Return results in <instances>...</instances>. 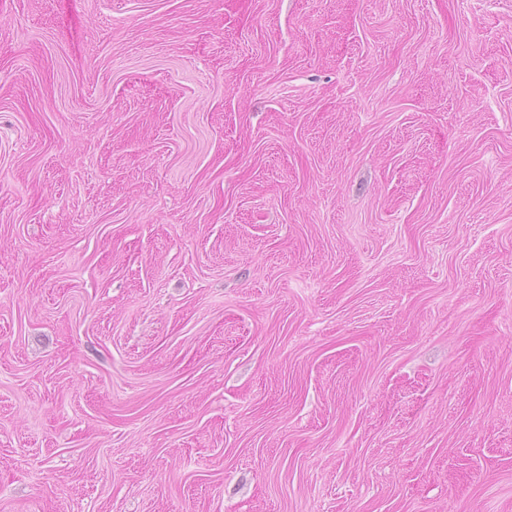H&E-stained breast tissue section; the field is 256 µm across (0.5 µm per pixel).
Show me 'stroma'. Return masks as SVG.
<instances>
[{"instance_id":"obj_1","label":"stroma","mask_w":512,"mask_h":512,"mask_svg":"<svg viewBox=\"0 0 512 512\" xmlns=\"http://www.w3.org/2000/svg\"><path fill=\"white\" fill-rule=\"evenodd\" d=\"M0 512H512V0H0Z\"/></svg>"}]
</instances>
